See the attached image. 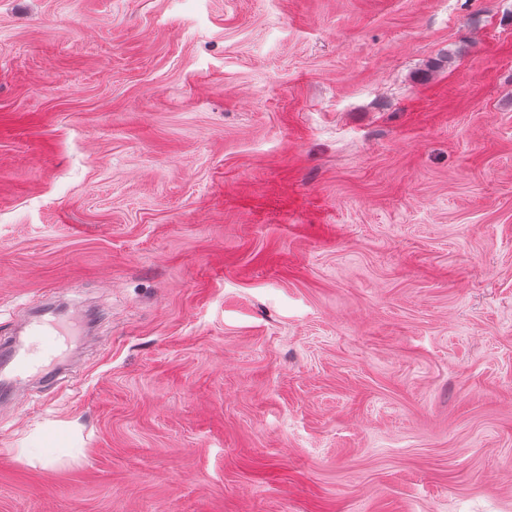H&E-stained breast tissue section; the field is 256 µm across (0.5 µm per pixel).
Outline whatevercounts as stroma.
<instances>
[{
  "mask_svg": "<svg viewBox=\"0 0 512 512\" xmlns=\"http://www.w3.org/2000/svg\"><path fill=\"white\" fill-rule=\"evenodd\" d=\"M0 512H512V0H0ZM75 323L76 321L56 322L38 319L29 323V329L33 336H57L60 338L74 336L76 334ZM34 350L32 342L24 345L2 347L0 349V376L1 384L5 389L11 382L20 380L23 376L31 373L44 372L45 368L35 364L33 359ZM5 371L9 377L4 374ZM3 389V390H4Z\"/></svg>",
  "mask_w": 512,
  "mask_h": 512,
  "instance_id": "stroma-1",
  "label": "stroma"
}]
</instances>
